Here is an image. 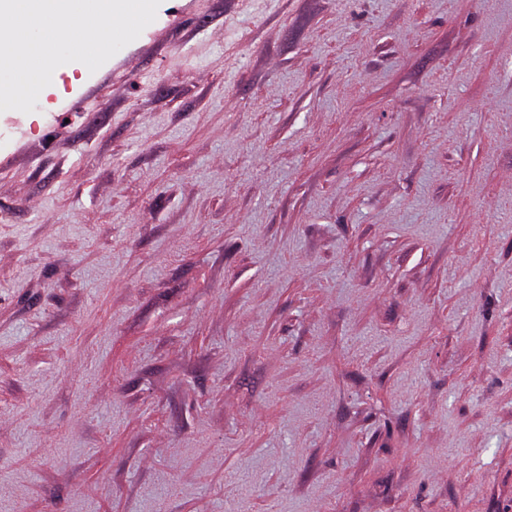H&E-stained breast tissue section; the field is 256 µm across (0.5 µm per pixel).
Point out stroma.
<instances>
[{
    "instance_id": "35a3bbf8",
    "label": "stroma",
    "mask_w": 512,
    "mask_h": 512,
    "mask_svg": "<svg viewBox=\"0 0 512 512\" xmlns=\"http://www.w3.org/2000/svg\"><path fill=\"white\" fill-rule=\"evenodd\" d=\"M25 123L0 512H512V0H180Z\"/></svg>"
}]
</instances>
